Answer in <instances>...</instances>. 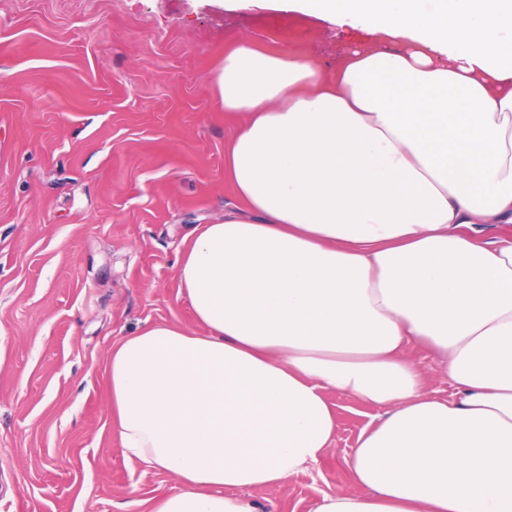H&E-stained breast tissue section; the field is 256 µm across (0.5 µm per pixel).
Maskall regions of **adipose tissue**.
I'll return each instance as SVG.
<instances>
[{
    "label": "adipose tissue",
    "mask_w": 512,
    "mask_h": 512,
    "mask_svg": "<svg viewBox=\"0 0 512 512\" xmlns=\"http://www.w3.org/2000/svg\"><path fill=\"white\" fill-rule=\"evenodd\" d=\"M380 40L332 74L249 43L211 81L240 122L242 205L178 256L197 330L112 347L127 459L177 477L153 512H257L332 447L329 393L379 408L352 492L314 512H512V0H285ZM455 385L431 395L410 349Z\"/></svg>",
    "instance_id": "adipose-tissue-1"
}]
</instances>
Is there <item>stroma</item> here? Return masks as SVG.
I'll return each instance as SVG.
<instances>
[{
	"instance_id": "1",
	"label": "stroma",
	"mask_w": 512,
	"mask_h": 512,
	"mask_svg": "<svg viewBox=\"0 0 512 512\" xmlns=\"http://www.w3.org/2000/svg\"><path fill=\"white\" fill-rule=\"evenodd\" d=\"M375 35L266 0H0V512H151L179 488L128 460L105 373L145 323L195 329L178 295L187 232L237 201L238 131L208 79L244 41L333 72ZM336 440L259 512L351 491L378 408L331 394Z\"/></svg>"
}]
</instances>
